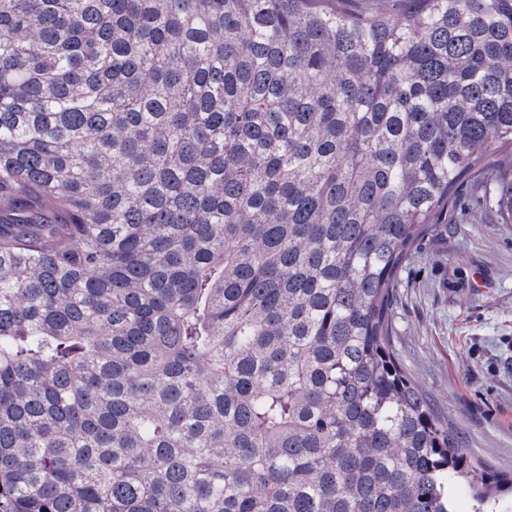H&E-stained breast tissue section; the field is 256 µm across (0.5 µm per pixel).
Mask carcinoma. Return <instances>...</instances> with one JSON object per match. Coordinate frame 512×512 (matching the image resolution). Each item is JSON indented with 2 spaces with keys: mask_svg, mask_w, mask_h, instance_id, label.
I'll use <instances>...</instances> for the list:
<instances>
[{
  "mask_svg": "<svg viewBox=\"0 0 512 512\" xmlns=\"http://www.w3.org/2000/svg\"><path fill=\"white\" fill-rule=\"evenodd\" d=\"M0 0V512H512L391 346L512 0Z\"/></svg>",
  "mask_w": 512,
  "mask_h": 512,
  "instance_id": "obj_1",
  "label": "carcinoma"
}]
</instances>
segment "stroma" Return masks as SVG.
<instances>
[{
  "label": "stroma",
  "instance_id": "obj_1",
  "mask_svg": "<svg viewBox=\"0 0 512 512\" xmlns=\"http://www.w3.org/2000/svg\"><path fill=\"white\" fill-rule=\"evenodd\" d=\"M480 180L403 269L391 343L463 446L512 475V224L473 205Z\"/></svg>",
  "mask_w": 512,
  "mask_h": 512
}]
</instances>
